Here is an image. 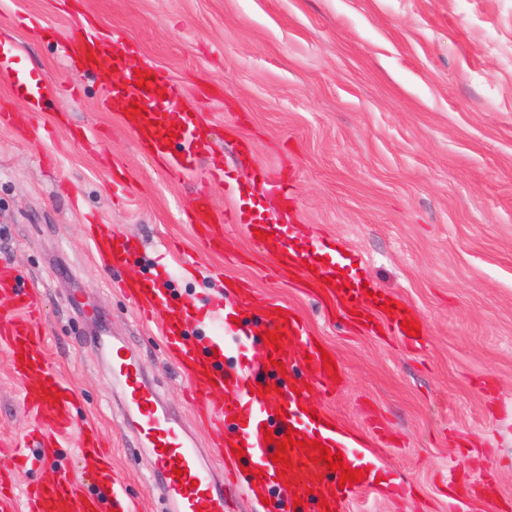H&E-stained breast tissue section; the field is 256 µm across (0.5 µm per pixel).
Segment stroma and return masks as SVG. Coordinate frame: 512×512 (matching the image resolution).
<instances>
[{
    "instance_id": "stroma-1",
    "label": "stroma",
    "mask_w": 512,
    "mask_h": 512,
    "mask_svg": "<svg viewBox=\"0 0 512 512\" xmlns=\"http://www.w3.org/2000/svg\"><path fill=\"white\" fill-rule=\"evenodd\" d=\"M114 40L185 90L225 181L170 178L126 118L100 109L112 70L72 68L65 0H0V44L29 80L49 79L20 135L0 126V259L43 297L50 366L79 393L75 418L99 430L137 512H161L146 480L152 449L112 380L106 334L127 340L163 404L179 417L238 512H275L252 499L244 469L220 458L197 416L219 396L191 394L161 321L147 322L114 281L151 280L172 308L223 314L227 284L297 311L336 354L344 379L322 406L382 448L390 477L413 480L352 500L345 512H448L446 478L467 491L464 512H512V0H80ZM97 143L89 152L68 128ZM123 182L113 185V170ZM257 173L295 188L237 196ZM217 210H287L298 249L323 241L358 257L356 274L401 301L424 329L420 349L375 334L318 296L270 278L268 258L239 228L179 270L196 247L186 216L199 195ZM129 238L136 253L105 274L86 223ZM23 385L0 343V466L30 454Z\"/></svg>"
}]
</instances>
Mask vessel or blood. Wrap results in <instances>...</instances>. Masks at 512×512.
<instances>
[{
  "instance_id": "obj_1",
  "label": "vessel or blood",
  "mask_w": 512,
  "mask_h": 512,
  "mask_svg": "<svg viewBox=\"0 0 512 512\" xmlns=\"http://www.w3.org/2000/svg\"><path fill=\"white\" fill-rule=\"evenodd\" d=\"M74 25L78 40L71 49L79 69L92 70L94 63L111 57L112 65L122 75L119 83L106 92L103 104L108 111L129 115L132 130L139 143L167 172L174 177L192 171L199 153L208 145L200 125L194 123L189 110L173 107L180 97L179 88L162 73L140 67L135 42H113L102 36L97 26L83 15H76ZM184 141L179 150H172V138ZM188 220L204 246L213 251L224 247L226 225L240 226L246 235L261 230L266 234L261 248L269 257L276 276L282 281L318 293L346 313L354 314L360 324L383 326L389 333L405 336L401 326L402 310L382 313L371 318L363 308L367 288L362 280H345L342 271L354 261L353 256L339 254L336 248L325 247L310 254L288 242V226L284 219L274 221L255 218L250 211L239 209L219 212L206 200H199L188 212ZM93 243L104 270L124 265L129 248L126 243L93 225ZM131 293H143V310L151 315L168 311L165 295L141 292L137 283H127ZM0 298L7 304L0 308V342L12 356L16 376L23 382L25 405L33 417L24 435L26 442L40 449V461H47L58 445L61 435H78V446L85 464L96 483L95 491L79 489L67 470L51 468L27 490L29 512H108L105 503L116 499L120 481L112 471V463L101 451L102 442L94 428L78 425L73 410L78 402L76 391L63 382L48 365L43 351L40 298L37 292L19 291L17 275L9 263L0 264ZM258 306L251 288L232 289L224 305L225 314L238 308ZM256 331L233 330L242 351L240 363L224 365L225 339L217 335L205 344L183 336L174 337L177 359L182 374L195 391L217 392L223 399L217 408H201L204 419L234 421L237 431L225 441L226 450L241 447L247 458L256 460L261 478H250L248 488L256 498L278 493L284 504H292L296 492H303L304 502L312 512H344L346 504L363 492L376 488L381 469L379 453L366 449L324 409H312L311 390L332 393L336 382L333 368L324 367L320 344L310 336L303 318L293 309L277 313L274 305L262 307ZM280 333V349L264 347L259 360H251L246 352L255 342L257 332ZM408 345H417L413 336H405ZM111 355L113 370L125 392L129 410L138 423L141 441L152 448L155 466L152 482L162 484L171 512H227L228 498L223 483L215 481L205 465L194 441L184 435L171 414L162 407L154 390L142 378L138 355L121 341L104 336L100 339ZM303 366L309 377L307 387H299L292 374L294 366ZM56 388L61 400L45 397L44 392ZM295 429L297 440L317 441L343 456L349 467L365 472L361 482L340 483L338 473L324 462H313L300 447L288 448L290 474L304 472L311 480L289 486V476L277 472L271 456L275 443L283 439L287 429ZM273 432L276 441H265L266 432ZM328 500V508H320V500Z\"/></svg>"
}]
</instances>
